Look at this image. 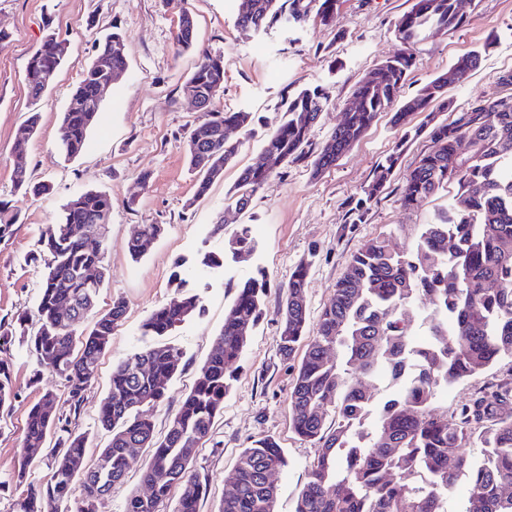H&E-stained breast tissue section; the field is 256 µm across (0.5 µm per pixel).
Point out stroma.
<instances>
[{
  "label": "stroma",
  "mask_w": 512,
  "mask_h": 512,
  "mask_svg": "<svg viewBox=\"0 0 512 512\" xmlns=\"http://www.w3.org/2000/svg\"><path fill=\"white\" fill-rule=\"evenodd\" d=\"M241 0H0V201L18 217L11 234L0 238V322L11 324L18 314L34 313L45 254L39 239L47 225L57 223L64 205L76 193L99 190L112 197L110 232L104 264L106 282L93 312L85 317L91 328L99 313L122 298L127 314L100 361L95 379L83 392L78 431L88 436V452L96 454L109 434L98 423L113 365L148 339L142 324L173 294L179 279L200 296V315L171 332L168 340L183 358L162 402L149 414L157 431H164L184 394L214 349L224 324V311L235 297L236 284L263 268L269 288L264 316L253 327L236 363V379L224 401V412L210 439L196 454V465L209 482V494L199 512H218L224 478L243 449L259 438L273 437L288 457V465L273 476L279 489L278 512H293L316 454L313 443L291 428L290 391L302 352L284 359L278 350V309L282 288L294 267L310 261L306 298L311 318H318L338 280L349 269L364 241L390 235L394 248L411 247L419 225L447 209L459 190L445 191L403 208L400 193L406 175L420 155L431 148L427 135H416L422 117L408 114L393 123L383 114L335 166L312 174V155L343 119L357 84L400 48L397 20L413 0H342L335 26L315 17L294 20L282 15L269 26L242 32L237 24ZM196 20V44L224 58V92L216 109L251 113L248 128L232 131L239 152L203 197H195L196 176L185 157V136L199 114L182 92L198 57L179 48L176 32L183 9ZM463 25L413 45L416 66L400 91L413 97L455 60L471 51L482 54L480 68L463 84L451 85L446 96L454 106L499 95L493 77L512 68V0H460ZM124 33L126 71L104 95L86 150L64 161L57 131L69 97L93 60L98 42L112 27ZM56 33L68 47L57 78L39 108L35 134L26 145L28 173L46 193L18 191L13 182L16 133L31 112L25 69L30 54L47 33ZM329 91L331 101L310 135L308 156L281 162L266 157L262 141L283 115L287 97L305 88ZM404 151L390 181L362 218L351 207L371 182L377 164L396 145ZM264 165L270 178L245 213H228L229 192L241 169ZM149 174L140 184L141 174ZM228 220L221 234L213 226L219 215ZM148 224H161L164 234L141 260L127 250L130 237ZM248 225L256 243L245 260L227 259L222 266L205 264L208 255L223 256L240 225ZM0 364L10 367L15 396L0 408V512H20L29 486L46 484L52 475L48 459L32 462L25 483L14 469L23 451V429L31 406L44 392L66 399V383L58 374L36 367L23 336L0 343ZM512 379V359L465 383L449 387L437 404L455 410L472 393ZM145 450H136L122 484L98 504V512H125L128 497L144 491Z\"/></svg>",
  "instance_id": "35a3bbf8"
}]
</instances>
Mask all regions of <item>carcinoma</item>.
<instances>
[{
	"instance_id": "obj_1",
	"label": "carcinoma",
	"mask_w": 512,
	"mask_h": 512,
	"mask_svg": "<svg viewBox=\"0 0 512 512\" xmlns=\"http://www.w3.org/2000/svg\"><path fill=\"white\" fill-rule=\"evenodd\" d=\"M286 2L296 19L313 13L325 26L336 23L339 0ZM283 7L280 0H246L237 27L261 29L276 20ZM462 23L457 0H414L395 25L404 50L384 60L374 71L376 78L357 85L344 122L312 162L315 175L334 166L382 112H393L396 123L408 112L424 113L425 122L416 132L428 130L433 146L406 177L401 204L409 209L450 181L458 183L459 191L447 211L420 225L413 249L397 251L385 235L364 243L323 307L290 394L294 433L317 445L294 512H448V493L459 470L466 471L470 483L465 512H512V493H506L512 489V382L478 392L451 420L447 411L434 406L439 391L512 357V180L493 178V170L512 164V97L476 99L462 107L452 123L439 122L434 108H448L444 74L399 102L415 64L409 46ZM195 27L193 13L183 10L176 35L179 47H195ZM122 42L119 31L105 38L70 95L58 136L67 160L85 150L99 113L100 66L106 64L114 72L127 67ZM65 54L64 42L49 33L30 56L25 81L32 105H38L53 84ZM480 64L477 51L458 58L453 65L457 81H464ZM223 90V56L201 53L182 86L185 96L205 104L186 141L189 165L198 174L189 206L223 179L224 169L237 156L240 143L227 132L252 122L248 112L213 108ZM329 100L328 92L319 88L288 99L284 119L264 140V153L283 161L301 157ZM401 152L398 145L377 164L373 180L356 200L358 215L389 182ZM450 156L457 157L452 171ZM13 174L20 190L48 191L45 185H30L21 153L13 162ZM268 177L269 171L259 165L242 169L230 207L237 213L249 210ZM111 214L110 195L86 190L69 200L60 221L47 225L40 237L50 260L41 276L35 329L27 342L37 366L66 381L64 404L74 414L127 312L126 303L117 298L91 329L78 330L106 276V246L90 247L87 233L96 224L108 223ZM162 233L161 224L144 226L142 234L127 242L130 256L143 258ZM229 249L234 257L255 250L248 227L235 234ZM309 266L307 261L296 266L278 311V347L286 358L294 355L309 327ZM93 270L99 272L95 286L88 282ZM266 291V275L260 269L236 285L216 347L161 436L143 408L165 397L182 359L180 349L163 339L201 311L198 295L181 288L142 325L143 335L155 342L113 368L98 413L110 438L92 465H87L86 435L71 427L58 397L45 393L28 414L25 451L15 475L25 481L32 460L40 455L53 459L54 472L49 483L30 491L22 512H61L77 484L82 490L77 512H97L98 501L124 480L131 448L151 449L142 474L148 492L130 496L125 512H160L174 489L179 490L174 512H199L208 484L194 469L196 448L209 440L216 416L224 411L234 365L245 350L249 330L263 315ZM424 299L433 302V309L420 316L417 310ZM418 324L425 328L422 344L411 341ZM385 373L402 383V389L396 397L378 402L367 386ZM450 460L455 461L453 469L448 468ZM286 466L288 459L275 439L256 440L228 475L231 489L225 491L218 512H276L277 488L270 476Z\"/></svg>"
}]
</instances>
